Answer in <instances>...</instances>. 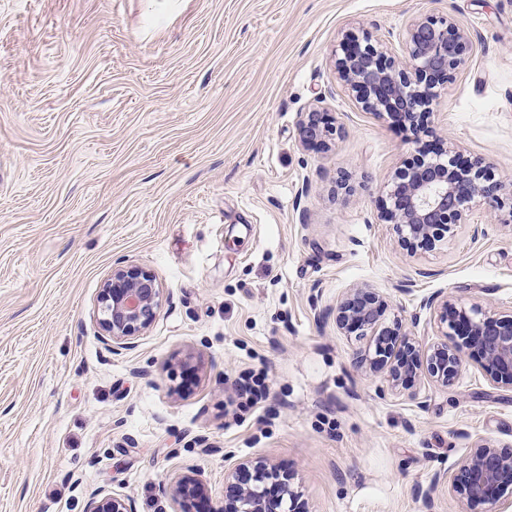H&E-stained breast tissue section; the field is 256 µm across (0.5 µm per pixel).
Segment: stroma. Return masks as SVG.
<instances>
[{"label":"stroma","instance_id":"1","mask_svg":"<svg viewBox=\"0 0 512 512\" xmlns=\"http://www.w3.org/2000/svg\"><path fill=\"white\" fill-rule=\"evenodd\" d=\"M427 16L473 48L422 142L510 186L512 0H0V512H85L96 490L181 512L194 474L208 512L242 458L288 472L298 512H486L431 480L477 440L512 443V391L472 365L381 392L367 337L334 318L374 288L424 351V297L512 311L507 210L475 200L414 255L378 219L419 144L335 61L365 33L400 53ZM318 98L337 129L321 151L297 131ZM120 265L163 296L116 354L98 307ZM262 365L267 399L234 406Z\"/></svg>","mask_w":512,"mask_h":512}]
</instances>
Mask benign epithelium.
<instances>
[{"label": "benign epithelium", "mask_w": 512, "mask_h": 512, "mask_svg": "<svg viewBox=\"0 0 512 512\" xmlns=\"http://www.w3.org/2000/svg\"><path fill=\"white\" fill-rule=\"evenodd\" d=\"M471 36L447 20L416 19L406 30L402 55H387L378 42L366 36L345 44L336 59L340 78L360 94L362 106L380 115L398 116L408 124L415 139L425 133L424 119L433 111L439 88L463 65ZM318 105L301 113L299 138L303 145L318 147L334 135ZM504 185L481 159L460 162L447 149L430 157L417 154L394 173L387 202L378 219L394 226L401 245L410 253L434 249L454 228L464 223L475 199L498 209L512 201L503 197ZM163 288L155 273L143 266L112 269L99 300V323L112 352L129 350L152 324L161 304ZM420 308L440 310L439 323L446 325L443 339L430 346L424 373L444 387L454 385L466 362H475L496 388L512 390V313L500 314L474 307L468 311L448 308V299L432 295ZM386 304L370 288H353L336 303L337 328L344 333L372 336L374 355L364 353L360 363L383 375L386 387L396 390L416 375L417 342L402 321L385 323ZM253 471L256 481L273 479L294 496L287 474L258 460L243 459L224 476L229 501L210 512H273L259 486L239 487V476ZM448 482L469 501L502 512L503 491L512 487V447L480 441L465 463L452 475L438 473L434 483ZM86 512H135L128 497L93 495Z\"/></svg>", "instance_id": "benign-epithelium-1"}]
</instances>
